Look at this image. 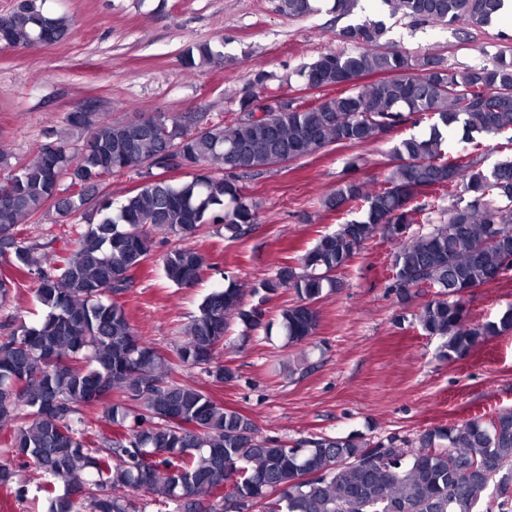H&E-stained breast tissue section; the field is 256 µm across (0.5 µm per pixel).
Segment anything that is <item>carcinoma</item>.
Returning a JSON list of instances; mask_svg holds the SVG:
<instances>
[{"label":"carcinoma","instance_id":"1","mask_svg":"<svg viewBox=\"0 0 512 512\" xmlns=\"http://www.w3.org/2000/svg\"><path fill=\"white\" fill-rule=\"evenodd\" d=\"M373 17L350 23L336 37L350 45L329 51L279 80L259 71L255 105L240 101L230 125L202 128L160 114L102 122L94 112L66 116L68 136L44 134L35 158L0 180V260L35 276L44 316L19 323L0 338V487L19 484V469L41 475L48 512H508L512 508V408L487 418L423 431L415 444L392 438L371 445L356 437L312 435L288 442L262 436L247 416L224 408L208 392L177 378L196 368L214 384L234 379L219 360L229 323L263 327L264 311L243 308L235 281L199 305L169 359L139 336L120 295L154 247V236L176 244L162 256L168 282L190 288L208 268L187 244L212 224L231 239L256 220V204L240 179L331 144L360 146L397 134L384 179L344 180L322 200L338 227L318 237L296 263L280 267L260 288L293 290L280 311L288 341L307 342L319 325L316 303L338 287L342 273L375 237L395 244L390 287L407 301L421 288L432 298L415 313L423 335L440 340L455 362L492 336L512 332V307L496 322L473 324L466 296L512 268V156L481 166L485 141L512 143V56L452 69L440 57L416 58L389 43L387 20L443 25L468 40L491 25L505 0H380ZM293 18L317 12L316 0H279ZM17 45L53 44L70 34L71 19L20 0L6 14ZM206 63L223 53L197 47ZM379 79L364 83L362 79ZM297 80L337 90L316 104L281 96ZM428 123L429 133L405 129ZM455 126L470 145L448 151ZM195 171L176 182L165 173ZM137 172L142 184L118 205L91 203L87 188ZM74 186L82 191L66 197ZM448 190L443 207L433 194ZM47 207L65 220L82 219L71 246L57 250L18 237L24 218ZM420 228L412 232V225ZM40 250L39 264L32 254ZM110 431L89 439L88 414ZM68 488L57 494L58 480ZM154 495L145 503L138 493Z\"/></svg>","mask_w":512,"mask_h":512}]
</instances>
